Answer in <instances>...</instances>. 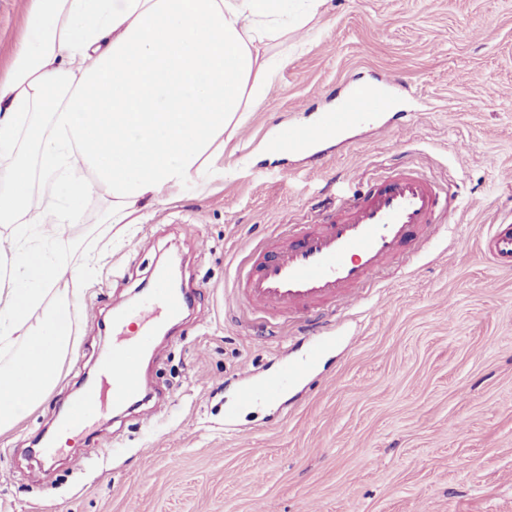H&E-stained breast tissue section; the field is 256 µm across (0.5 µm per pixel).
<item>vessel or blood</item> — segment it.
Here are the masks:
<instances>
[{
  "label": "vessel or blood",
  "instance_id": "vessel-or-blood-1",
  "mask_svg": "<svg viewBox=\"0 0 512 512\" xmlns=\"http://www.w3.org/2000/svg\"><path fill=\"white\" fill-rule=\"evenodd\" d=\"M397 87V79L389 76L351 87L334 110L309 122H289L277 134L274 151L307 154L364 126L383 124L395 106ZM458 206L452 183L438 182L402 162L388 166L382 176L364 178L360 190L326 207L320 219L289 225L287 238L268 240L269 254L238 271L237 292L256 312L303 319L306 354L285 362L260 384L242 383L239 402L273 400L286 388L301 385L320 366L330 344L344 341L342 332L328 329L324 314L362 306L380 275L393 263L418 258L442 234ZM486 252L494 263L511 268L512 228H493ZM186 304L183 291L162 280L138 309L142 330L132 331L126 314L113 316L114 344L100 365V383L78 399L90 418L102 417L108 406L139 398V360L150 349L155 332L179 317Z\"/></svg>",
  "mask_w": 512,
  "mask_h": 512
}]
</instances>
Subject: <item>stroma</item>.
<instances>
[{"mask_svg": "<svg viewBox=\"0 0 512 512\" xmlns=\"http://www.w3.org/2000/svg\"><path fill=\"white\" fill-rule=\"evenodd\" d=\"M26 17L27 0H0V62ZM384 74L404 85L406 125L364 127L314 159L269 151L277 127ZM390 156L453 180L449 231L341 313L348 343L302 385L239 406L243 379L306 343L249 311L238 264ZM224 163L233 179L122 234L79 224L53 240L60 264L91 265L82 319L54 390L0 434V512H512V270L484 249L491 225L512 224V0H329ZM168 260L191 303L146 366L161 410L110 413L45 461L42 440L112 352L113 307L144 299Z\"/></svg>", "mask_w": 512, "mask_h": 512, "instance_id": "35a3bbf8", "label": "stroma"}]
</instances>
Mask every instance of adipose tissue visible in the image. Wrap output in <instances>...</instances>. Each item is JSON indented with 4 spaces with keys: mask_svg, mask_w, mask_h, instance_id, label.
I'll return each mask as SVG.
<instances>
[{
    "mask_svg": "<svg viewBox=\"0 0 512 512\" xmlns=\"http://www.w3.org/2000/svg\"><path fill=\"white\" fill-rule=\"evenodd\" d=\"M327 0H29L0 66V432L41 403L75 344L86 286L50 241L140 224L172 192L223 180L224 134L279 72L269 44Z\"/></svg>",
    "mask_w": 512,
    "mask_h": 512,
    "instance_id": "obj_1",
    "label": "adipose tissue"
}]
</instances>
